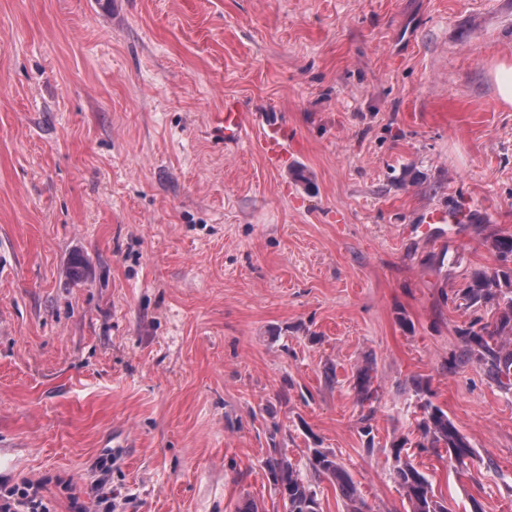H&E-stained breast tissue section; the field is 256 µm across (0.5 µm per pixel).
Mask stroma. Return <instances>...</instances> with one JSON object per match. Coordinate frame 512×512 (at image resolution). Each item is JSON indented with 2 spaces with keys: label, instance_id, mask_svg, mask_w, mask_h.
Segmentation results:
<instances>
[{
  "label": "stroma",
  "instance_id": "obj_1",
  "mask_svg": "<svg viewBox=\"0 0 512 512\" xmlns=\"http://www.w3.org/2000/svg\"><path fill=\"white\" fill-rule=\"evenodd\" d=\"M505 58L512 0H0V492L285 512L277 448L344 512L322 448L370 512H410L391 444L420 380L475 458L405 455L448 512H512V392L448 363L455 293L512 232ZM228 96L255 118L236 145ZM500 100L512 105V61H498L491 71ZM253 145L271 164H278L288 154L281 130L275 126H269L253 141ZM372 370L373 368L370 363L360 369L354 384V389H356L361 406H368V414L364 416L366 421L371 420L374 416L375 409L373 404L379 400L378 389L372 386ZM312 469L325 476L345 502L346 512H365L354 480L349 472L337 461L335 454L322 448H315L310 459Z\"/></svg>",
  "mask_w": 512,
  "mask_h": 512
}]
</instances>
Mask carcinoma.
<instances>
[{"label":"carcinoma","mask_w":512,"mask_h":512,"mask_svg":"<svg viewBox=\"0 0 512 512\" xmlns=\"http://www.w3.org/2000/svg\"><path fill=\"white\" fill-rule=\"evenodd\" d=\"M492 248L501 266L492 273L478 272L466 279L458 296L474 318L459 336L462 357L479 365L483 374L498 388L512 390V233L494 236ZM485 309L495 316L487 321L479 314ZM372 366L359 370L354 389L361 405L368 406L364 419L369 421L375 413L374 403L379 400L378 389L372 386ZM422 417L417 423L418 438L415 447L444 449L448 463L457 471L468 469L475 456L468 438L448 418V414L430 398L428 386L415 384ZM407 439L393 442L395 482L411 505V512H448L443 500L434 494L432 484L419 467L408 458H402ZM312 469L325 476L345 502L346 512H366L354 480L337 461L336 455L315 448L310 459ZM268 479L275 493L283 501L286 512H320L318 495L311 485L303 481L288 460L273 451L265 462Z\"/></svg>","instance_id":"cac0c4a2"}]
</instances>
